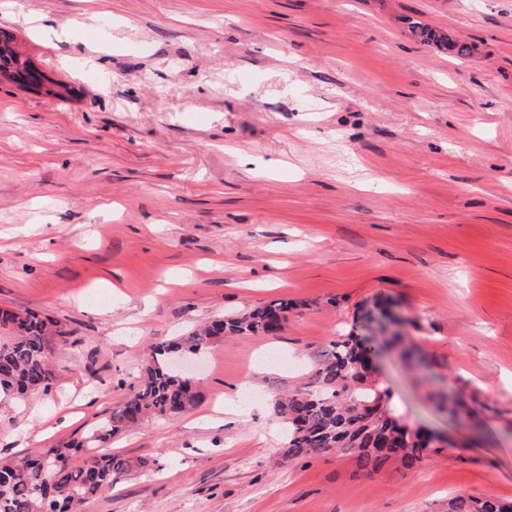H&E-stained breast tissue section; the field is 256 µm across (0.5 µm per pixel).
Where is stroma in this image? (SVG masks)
<instances>
[{"mask_svg": "<svg viewBox=\"0 0 512 512\" xmlns=\"http://www.w3.org/2000/svg\"><path fill=\"white\" fill-rule=\"evenodd\" d=\"M0 28L75 90L0 83V311L60 330L50 392L0 397V460L82 437L150 346L285 298L277 335L208 348L196 407L112 439L153 466L85 512L512 501V0H0ZM382 307L400 343L377 386L450 447L372 476L284 460L275 400ZM409 31L421 43L433 44L436 47L446 49L448 53L459 58L471 57L477 50V45L465 37L435 30L426 24L413 23Z\"/></svg>", "mask_w": 512, "mask_h": 512, "instance_id": "obj_1", "label": "stroma"}]
</instances>
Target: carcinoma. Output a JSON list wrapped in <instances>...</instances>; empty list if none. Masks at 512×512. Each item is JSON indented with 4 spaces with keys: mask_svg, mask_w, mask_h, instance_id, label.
Listing matches in <instances>:
<instances>
[{
    "mask_svg": "<svg viewBox=\"0 0 512 512\" xmlns=\"http://www.w3.org/2000/svg\"><path fill=\"white\" fill-rule=\"evenodd\" d=\"M410 33L416 40L459 58L470 57L477 50L465 37L426 24H412ZM11 41L9 33L0 31V76L50 99L71 96L70 86L51 78L43 86H29L23 72L33 61L20 56ZM292 309L294 304L285 299L272 300L215 319L155 348L122 406L99 420L80 441L0 462V512H84L85 504L112 489L133 466H151L145 458L134 463L101 449L118 432L147 418L176 417L197 404L198 382L174 370L171 359L178 354L203 353L227 336L274 335L282 330ZM391 323L388 312L379 309L368 318L363 332L354 327L332 342L327 358L312 373L315 388L276 401L274 416L285 425L283 457L300 460L316 453H341L372 475L394 463L413 469L423 463L427 453L439 452L424 432L412 431L401 422L388 407L386 392L375 386L373 356L400 339L398 333L389 332ZM51 326L49 319L34 311L0 314V394L23 398L51 389ZM448 512H512V502L489 495L458 494L448 499Z\"/></svg>",
    "mask_w": 512,
    "mask_h": 512,
    "instance_id": "cac0c4a2",
    "label": "carcinoma"
}]
</instances>
